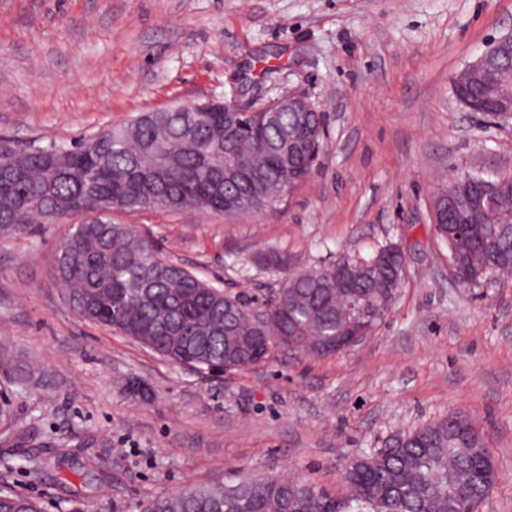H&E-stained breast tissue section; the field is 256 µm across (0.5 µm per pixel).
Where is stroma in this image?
<instances>
[{
	"label": "stroma",
	"instance_id": "1",
	"mask_svg": "<svg viewBox=\"0 0 512 512\" xmlns=\"http://www.w3.org/2000/svg\"><path fill=\"white\" fill-rule=\"evenodd\" d=\"M512 30V0H0V141L71 146L179 99L258 105L288 93L325 115L328 150L274 207L241 215L116 211L173 261L266 301L284 274L400 244L392 311L324 358L277 348L249 369L179 365L84 319L58 279L73 214L0 235V488L44 512H140L243 475L342 490L347 459L448 413L473 419L512 512V282L464 288L430 224L452 168L512 176V125L456 102L454 77ZM79 463L22 467L38 448Z\"/></svg>",
	"mask_w": 512,
	"mask_h": 512
}]
</instances>
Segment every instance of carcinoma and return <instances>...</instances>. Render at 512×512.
Instances as JSON below:
<instances>
[{"label": "carcinoma", "mask_w": 512, "mask_h": 512, "mask_svg": "<svg viewBox=\"0 0 512 512\" xmlns=\"http://www.w3.org/2000/svg\"><path fill=\"white\" fill-rule=\"evenodd\" d=\"M466 109L479 112L495 100L512 99V84L489 76H466L453 85ZM304 124L324 128L322 112H278L263 129L247 121L224 122V112H142L67 148L57 144L0 153V230L23 233L41 220L85 209L89 195L127 210L163 207L171 211L244 214L279 199L282 184L304 182L326 151L324 136L312 149L282 145L288 130ZM234 146L224 157V141ZM230 162L244 174L217 188L205 177ZM496 182L491 202L473 209L456 194L454 261L461 283L478 287L512 275V177L485 175ZM58 248L59 277L66 296L86 319L132 337L157 354L201 370L248 369L278 346L321 358L369 336L385 321L389 291L401 258L385 243L361 260H346L357 283L346 297L336 267L289 273L277 294L261 306L268 317L258 336L251 305L166 257L132 224L98 217L75 226ZM254 262L288 269V254L270 249ZM490 464L487 440L468 417L449 414L408 432L389 436L383 447L362 450L348 460L341 494L298 478L239 480L230 485L184 489L150 500L144 512H464L460 489L469 471ZM0 512H42L34 499L0 490Z\"/></svg>", "instance_id": "carcinoma-1"}]
</instances>
